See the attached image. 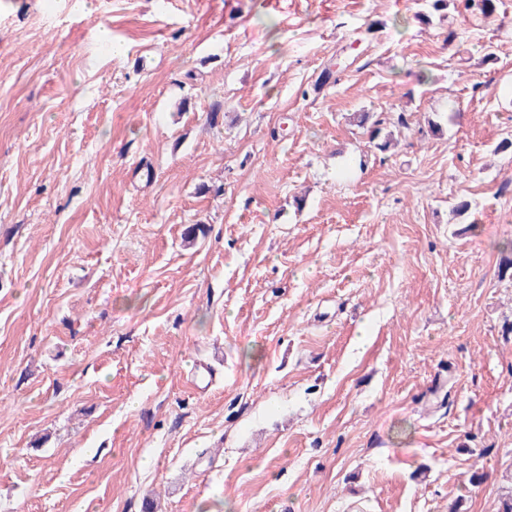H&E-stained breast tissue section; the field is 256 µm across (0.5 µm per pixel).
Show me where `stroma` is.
Instances as JSON below:
<instances>
[{"mask_svg":"<svg viewBox=\"0 0 512 512\" xmlns=\"http://www.w3.org/2000/svg\"><path fill=\"white\" fill-rule=\"evenodd\" d=\"M424 9L0 0V512H497L512 0Z\"/></svg>","mask_w":512,"mask_h":512,"instance_id":"35a3bbf8","label":"stroma"}]
</instances>
